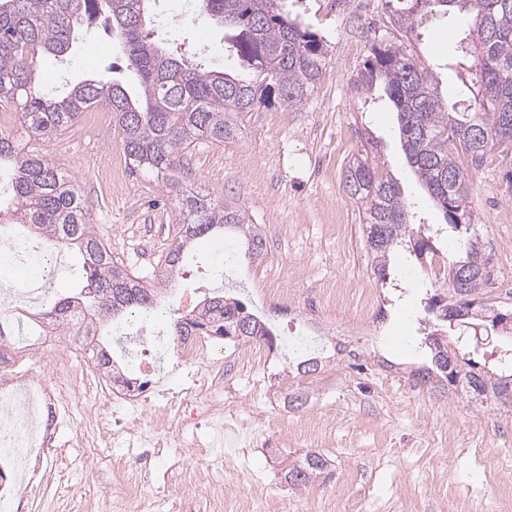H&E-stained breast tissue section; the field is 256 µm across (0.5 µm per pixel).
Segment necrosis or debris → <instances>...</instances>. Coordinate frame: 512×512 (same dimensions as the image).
Wrapping results in <instances>:
<instances>
[{
  "label": "necrosis or debris",
  "mask_w": 512,
  "mask_h": 512,
  "mask_svg": "<svg viewBox=\"0 0 512 512\" xmlns=\"http://www.w3.org/2000/svg\"><path fill=\"white\" fill-rule=\"evenodd\" d=\"M57 347L49 371L22 375L20 367L33 358L35 345L0 346V470L12 471V481H0V512H31L30 490L42 487L47 472L37 462L40 448L50 445L72 405L88 392L116 399L122 417L117 434L128 450L130 466L114 465L122 494V512H143L145 475L151 451L168 444V465L158 479L191 489L180 512H197L206 498L210 512H224V445L236 435L224 431V363L214 356V339L198 336L171 345L164 329L133 324L125 340L136 354L137 375L124 385L104 381L78 364L75 353L93 338L90 321H82L76 335L64 336L40 312L30 314ZM172 348L178 379L158 373L160 354Z\"/></svg>",
  "instance_id": "obj_1"
}]
</instances>
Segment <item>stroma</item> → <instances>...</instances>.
<instances>
[{"label":"stroma","mask_w":512,"mask_h":512,"mask_svg":"<svg viewBox=\"0 0 512 512\" xmlns=\"http://www.w3.org/2000/svg\"><path fill=\"white\" fill-rule=\"evenodd\" d=\"M281 7L325 42L317 88L296 109L275 102L244 113L237 140L199 142L183 160L185 190L240 207L259 226L265 240L259 258H249L233 232L196 241L172 290H165L159 258L172 243L178 206L151 175L127 169L121 183L105 184V158L124 156L117 121L97 124L81 114L46 152L72 173L113 259L162 289L148 321L166 324L182 297L197 302L205 289L220 288L275 327L277 345L258 366L234 364V342L222 344L225 409L264 422L261 444L227 449L225 497L249 502L251 512H506L512 414L461 393L443 397L410 385V371L429 361L418 343L419 322L428 316L424 298L433 292L432 265L401 247L390 255L386 280H378L362 234L364 209L344 189L346 168L374 138L385 171L414 205V225L433 235L445 262L460 258L458 231L434 233L444 218L407 161L393 104L379 89L356 94L353 83L373 45L388 42L429 65L443 102L461 106L471 96L457 67L469 19L437 16L411 35L392 26L386 0H282ZM144 33L166 52H183L188 63L233 75L245 71L222 24L180 20L168 0L149 4ZM37 72L43 86L61 93L87 79L139 92L101 20L79 28L69 54L38 56ZM468 173L471 222L492 271L481 299L511 311L512 150L493 148ZM42 252L57 272L36 276L16 268L9 276L37 284L44 301L75 287L77 264L74 250L46 246ZM283 270L296 290L290 302L267 285ZM328 282L370 293L373 312L361 317L354 305L324 304L319 290ZM337 345L341 353L318 373L290 376L289 360ZM295 389L308 397L298 410L285 401ZM96 409L86 397L73 413L74 426L46 449L45 465L64 478L48 484L37 512H79L80 501H98L111 484L116 449L83 438V418ZM308 451L321 454L326 467L305 486L288 485L285 466Z\"/></svg>","instance_id":"1"}]
</instances>
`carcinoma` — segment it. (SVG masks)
<instances>
[{"mask_svg": "<svg viewBox=\"0 0 512 512\" xmlns=\"http://www.w3.org/2000/svg\"><path fill=\"white\" fill-rule=\"evenodd\" d=\"M145 2L0 0V102L12 103L21 129L43 145L55 141L90 108H105L115 115L130 168L155 175L179 196L175 239L164 258L166 281L172 282L185 251L198 239L236 231L245 238L251 257L260 256L265 245L246 212L215 204L198 192H184L175 175L181 159L200 140L222 145L237 138L239 117L245 112L276 100L288 109L303 104L323 76L326 52L316 33L282 13L279 0H199L208 17L232 30V47L261 79L189 67L146 43ZM388 5L394 25L409 33L433 13H465L473 25L471 43L460 47L459 61L470 63L473 102L460 112L444 106L428 68L391 43L373 47L372 59L354 82L361 95L384 87L397 108L402 147L419 185L442 211L445 223L467 235L465 257L448 266V288L429 298L436 323L422 345L429 351L430 365L415 370L413 378L439 393L459 390L482 402L512 408V401L505 402L503 396L512 380V348L493 365L480 366L458 356L463 343L454 342L452 349L448 343V323L483 311L478 295L489 281L482 243L471 227L469 175L454 149L463 148L471 165L478 167L493 146L512 144V0H388ZM98 17L112 26L127 68L139 75L144 102L132 99L122 84L113 81L87 79L64 96L39 83V51L64 55L74 41L75 28ZM366 143V157L346 168L344 187L364 206L365 243L374 274L384 282L389 253L403 241L412 242L418 257L435 250L429 237L415 239L410 234V205L372 157L376 142ZM5 164L13 170L12 203L9 223L0 224V234L14 224H25L34 236L51 245L74 247L80 257L76 288L68 296L50 299L45 315L68 328L77 316H90L102 336L109 321L156 307L160 292L112 260L110 246L95 231L85 199L67 171L45 153L22 145L10 127L0 128V167ZM463 268L467 269L464 283L451 285L454 270ZM169 335L174 342L193 336L275 341L269 323L247 311L240 300L219 292L177 315ZM91 359L103 376L116 382L125 378L110 342L97 340ZM325 466L319 453L307 452L289 467L285 480L294 487L304 486Z\"/></svg>", "mask_w": 512, "mask_h": 512, "instance_id": "obj_1", "label": "carcinoma"}]
</instances>
